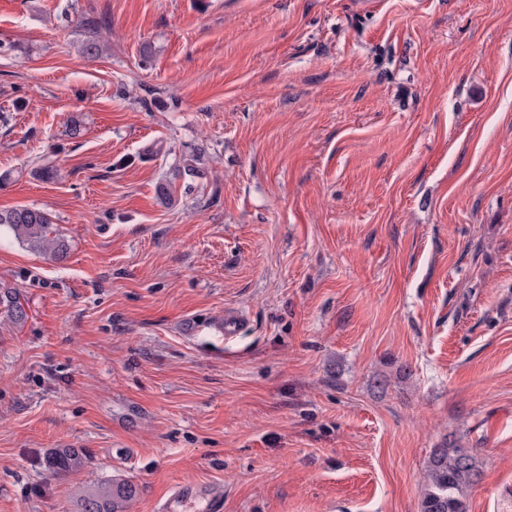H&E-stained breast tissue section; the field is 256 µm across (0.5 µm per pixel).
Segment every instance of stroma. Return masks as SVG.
<instances>
[{
    "label": "stroma",
    "instance_id": "35a3bbf8",
    "mask_svg": "<svg viewBox=\"0 0 512 512\" xmlns=\"http://www.w3.org/2000/svg\"><path fill=\"white\" fill-rule=\"evenodd\" d=\"M19 206L70 254L0 240V512H420L445 443L512 512V0H0ZM79 22L81 26L88 29L91 34L89 38L82 44L81 54L88 58L101 56L103 49L100 41L98 40V32L100 27L99 21L97 18L89 14H85L80 16ZM27 301L18 288L0 282V315L15 328L25 325L29 318ZM88 464L82 448H54L45 457V468L54 477L64 478ZM139 490V486L126 477H113L83 487L75 497L77 512H126ZM198 497L205 501V510L208 512L224 511V490L221 483L205 482L196 486L181 484L174 486L161 504L159 509L165 512H174L182 506L187 499Z\"/></svg>",
    "mask_w": 512,
    "mask_h": 512
}]
</instances>
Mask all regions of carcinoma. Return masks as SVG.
<instances>
[{
  "label": "carcinoma",
  "instance_id": "cac0c4a2",
  "mask_svg": "<svg viewBox=\"0 0 512 512\" xmlns=\"http://www.w3.org/2000/svg\"><path fill=\"white\" fill-rule=\"evenodd\" d=\"M81 26L90 32L81 47L88 58L102 55L98 40L99 21L85 14ZM48 213L35 207H18L0 212V227L18 243L61 262L67 258L69 244L64 237L53 234ZM0 316L16 328L29 319L27 301L19 289L0 282ZM88 464L81 448H55L45 457V468L54 477L64 478ZM480 471L477 456L466 448L452 444L433 450L424 476V491L420 512H466V492ZM139 495V486L129 478L113 477L76 493L77 512H126L128 505Z\"/></svg>",
  "mask_w": 512,
  "mask_h": 512
}]
</instances>
